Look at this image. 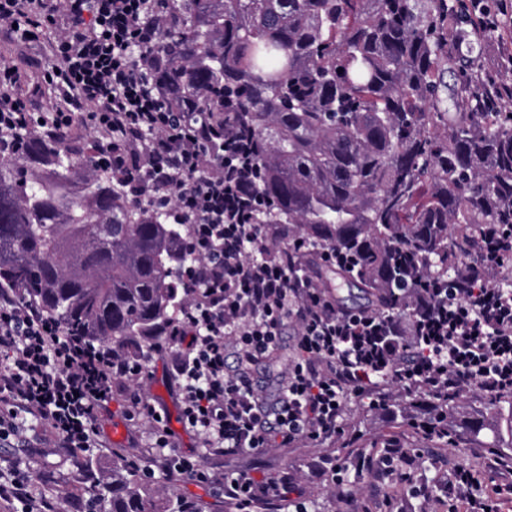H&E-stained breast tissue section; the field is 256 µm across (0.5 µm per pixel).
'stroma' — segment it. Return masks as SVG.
Returning a JSON list of instances; mask_svg holds the SVG:
<instances>
[{
    "label": "stroma",
    "instance_id": "35a3bbf8",
    "mask_svg": "<svg viewBox=\"0 0 512 512\" xmlns=\"http://www.w3.org/2000/svg\"><path fill=\"white\" fill-rule=\"evenodd\" d=\"M469 39L475 45L472 54L464 56L457 62L455 72L448 77L449 85H457L465 79H478L485 73H493L505 82H512V67L502 68L500 63V47L512 43V9L501 16L497 33L486 34L485 30L472 27L468 30ZM5 60L16 65L23 74V90L30 92L38 111L47 112L51 109L53 94L41 81L40 66L44 61V43L42 38L27 42L18 41L9 34L0 35V61ZM166 355H156L148 372L135 389H138L156 406L164 409L168 416L173 417L176 443L179 451L191 452L198 446V440L193 432L187 431L178 424L176 417L179 412L178 395L174 384L167 376ZM132 388L125 383H116L112 388V413L101 417L98 424L107 445L98 449L94 459L103 464L138 460L140 466L150 465L153 454L150 449L149 428L143 422H131L126 417V406ZM462 410L470 415L484 417L490 423L501 425L499 438L481 434L472 436L459 433L455 447H448L437 440L423 438L409 432L406 422L407 404L403 398L392 400L387 409L381 410L369 405L368 401L355 402L351 405L349 428L357 434L358 440L353 448H337L338 458H346L350 452L381 449L387 437L396 434H407L411 447L426 449L428 456L440 457L448 462L464 461L477 466V477L481 483H489L492 474L480 467L479 452L484 448L512 446V430L506 429L505 422L512 416V403L507 398L495 399L480 391H472L461 400ZM121 426L125 432L122 440H113L112 426ZM312 448H274L261 455L239 457L233 460L205 459L207 467L227 472H249L254 468L263 469L266 476H275L282 469H290L305 475L306 487L310 499V512H345V506L340 503L328 489V482L322 478H314L308 474V465L315 456ZM412 484L420 488L418 496H407L403 486L395 477L385 474L366 473L351 476L350 490L367 497L374 505H383L386 498L403 496L406 512H422L423 494L440 495L441 488L436 472L431 465H423L415 469L411 475ZM148 490L152 496L154 508H161L166 498L179 497L194 501L198 512H236L234 504L216 498L205 487L192 482L188 477L176 475L166 483L149 484Z\"/></svg>",
    "mask_w": 512,
    "mask_h": 512
}]
</instances>
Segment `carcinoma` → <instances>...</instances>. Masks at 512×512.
<instances>
[{
	"label": "carcinoma",
	"mask_w": 512,
	"mask_h": 512,
	"mask_svg": "<svg viewBox=\"0 0 512 512\" xmlns=\"http://www.w3.org/2000/svg\"><path fill=\"white\" fill-rule=\"evenodd\" d=\"M147 56L173 112H222L258 143L274 224H296L348 298L403 313L418 263L446 284L512 224V109L449 90L448 0H172ZM468 111H458L459 100ZM96 143L32 138L0 156V279L67 330L120 352L163 335L184 301L182 229L145 215ZM89 512H155L117 463L78 461Z\"/></svg>",
	"instance_id": "1"
}]
</instances>
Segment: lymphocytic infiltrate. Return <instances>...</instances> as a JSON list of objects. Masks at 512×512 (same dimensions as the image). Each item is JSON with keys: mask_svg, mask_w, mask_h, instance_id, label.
<instances>
[{"mask_svg": "<svg viewBox=\"0 0 512 512\" xmlns=\"http://www.w3.org/2000/svg\"><path fill=\"white\" fill-rule=\"evenodd\" d=\"M169 21L168 0H0V31L20 40L48 30L42 81L58 93L55 108L37 111L20 90L14 65L0 64V152L20 156L26 138L67 141L93 133L97 167L126 180L128 196L163 206L169 223L186 228L193 257L181 276L185 301L159 348L170 357L180 398L179 422L200 440V454L174 449L170 418L139 393L128 412L152 419L159 479L179 474L215 485L220 497L249 512L258 502L308 512L301 477L284 472H228L215 477L204 458H233L304 444L321 447L318 466L350 512H371L348 494L349 474L376 470L409 482L421 449L402 438L377 454L342 460L325 444L345 434L348 406L376 389L408 398L412 412H432L480 390L512 395V225L490 224L480 273L461 267L452 284L405 294L407 313L346 311L302 267L310 246L285 238L269 223L252 157L257 142L220 112H171L144 55ZM297 327L294 352L275 396L254 375L281 345L287 323ZM234 368H227L228 356ZM143 350L115 352L67 335L24 288L0 285V444L40 428L51 447L72 460L103 444L96 421L112 402L116 381L147 369ZM496 482L473 495L472 467L441 471L443 501L455 512H502L501 481L512 458L492 454ZM8 512H60L56 497L31 478L29 457L0 460V503Z\"/></svg>", "mask_w": 512, "mask_h": 512, "instance_id": "lymphocytic-infiltrate-1", "label": "lymphocytic infiltrate"}]
</instances>
